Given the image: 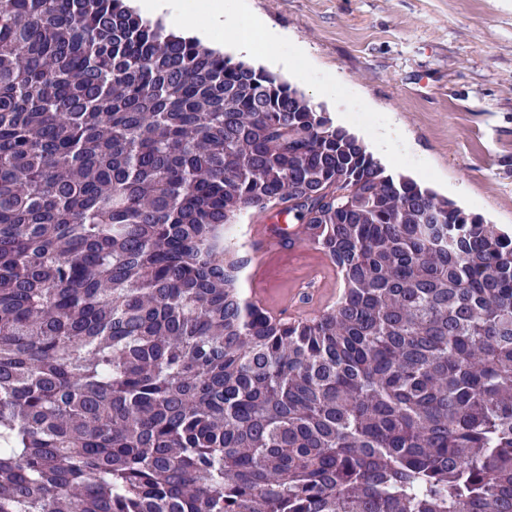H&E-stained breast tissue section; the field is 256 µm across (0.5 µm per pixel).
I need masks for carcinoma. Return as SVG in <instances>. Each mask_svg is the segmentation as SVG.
I'll return each instance as SVG.
<instances>
[{
    "mask_svg": "<svg viewBox=\"0 0 512 512\" xmlns=\"http://www.w3.org/2000/svg\"><path fill=\"white\" fill-rule=\"evenodd\" d=\"M250 211L336 307L243 298ZM0 512H512V236L125 0H0Z\"/></svg>",
    "mask_w": 512,
    "mask_h": 512,
    "instance_id": "cac0c4a2",
    "label": "carcinoma"
}]
</instances>
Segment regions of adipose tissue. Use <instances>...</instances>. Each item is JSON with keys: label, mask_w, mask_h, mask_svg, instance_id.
<instances>
[{"label": "adipose tissue", "mask_w": 512, "mask_h": 512, "mask_svg": "<svg viewBox=\"0 0 512 512\" xmlns=\"http://www.w3.org/2000/svg\"><path fill=\"white\" fill-rule=\"evenodd\" d=\"M136 7L143 18H164L180 31L223 34L225 42L239 54L262 53L268 62L285 70L315 66L302 46L290 43L287 34L273 28L262 15L251 14L248 26H241L240 0H137Z\"/></svg>", "instance_id": "adipose-tissue-1"}]
</instances>
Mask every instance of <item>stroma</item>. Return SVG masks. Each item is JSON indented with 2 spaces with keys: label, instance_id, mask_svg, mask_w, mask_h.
<instances>
[{
  "label": "stroma",
  "instance_id": "1",
  "mask_svg": "<svg viewBox=\"0 0 512 512\" xmlns=\"http://www.w3.org/2000/svg\"><path fill=\"white\" fill-rule=\"evenodd\" d=\"M249 10L302 43L308 74L276 70L362 141L372 123L401 124L388 172L416 180L512 235V0H248ZM338 76V99L316 96L320 73ZM342 292L322 252L303 244L269 277L270 301L291 317L307 283Z\"/></svg>",
  "mask_w": 512,
  "mask_h": 512
}]
</instances>
